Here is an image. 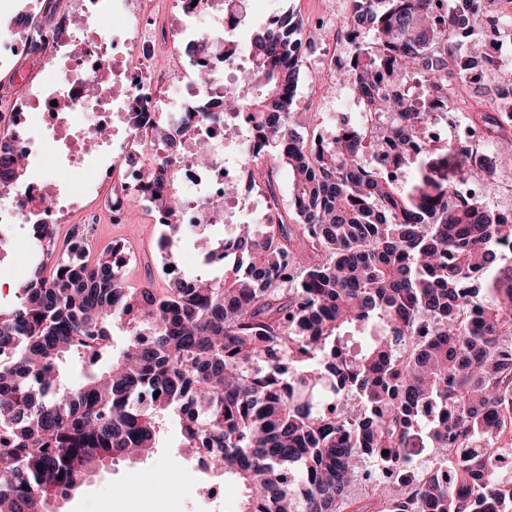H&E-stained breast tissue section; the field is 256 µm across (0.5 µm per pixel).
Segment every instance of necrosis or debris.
<instances>
[{
  "label": "necrosis or debris",
  "instance_id": "obj_1",
  "mask_svg": "<svg viewBox=\"0 0 512 512\" xmlns=\"http://www.w3.org/2000/svg\"><path fill=\"white\" fill-rule=\"evenodd\" d=\"M178 4V27L164 30L149 24L146 0H115L111 35L96 30L76 36L69 47L64 44L70 26L65 16L48 22L42 12L35 11L22 34L0 29V54H21L38 63L65 61L62 71L47 73L31 98L0 112V143L13 145L9 130L26 126L30 136L22 148L35 166L21 184L10 188L12 201L0 206V224L68 223L80 209L82 197L66 193L54 204L44 202L45 178L37 171L42 148L49 141L66 147L70 177L84 179L91 190L102 170L84 153L83 144L104 128L111 131L114 157L124 167L123 174L112 178L108 194L113 219H121L131 203L149 207L152 191L143 183L139 169L140 163L147 161L167 165L178 187L189 188L182 223H195L203 209L209 211L212 223H245L239 203L226 200L224 186L239 185L244 194L252 190L244 162L252 150L249 115L236 114L233 123H226L222 104L211 100L209 91L192 78L187 81L186 97L173 101L162 96L159 88L167 75L153 66L157 44H167L176 55L181 54L183 45L202 39L220 45L236 35L238 24L219 6L206 11L192 0H178ZM335 28V39L324 44L317 55L330 74L335 73L337 63L353 59L354 22L344 14L337 18ZM92 100L99 110L89 119L84 109ZM158 124L178 131L183 138L178 156L169 157L159 143L146 137V129ZM232 135L237 138L236 157L230 160L225 156V141Z\"/></svg>",
  "mask_w": 512,
  "mask_h": 512
}]
</instances>
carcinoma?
<instances>
[{
    "label": "carcinoma",
    "instance_id": "obj_1",
    "mask_svg": "<svg viewBox=\"0 0 512 512\" xmlns=\"http://www.w3.org/2000/svg\"><path fill=\"white\" fill-rule=\"evenodd\" d=\"M435 2L349 0L362 27L337 78L391 125L310 143L294 113L299 25L286 14L253 36L252 67L224 101L255 122L247 162L271 199L274 170L292 171V222L276 210L210 247L205 260L232 263L224 277L130 288L113 254H58L54 225H31L36 253L56 259L36 261L0 310V512H54L115 460L151 455L168 421L241 485L239 512H346L357 481L373 512H512V479L495 475L512 448V285L493 275L512 217L453 199L467 147L413 152L426 100L491 65L486 40L505 34L512 0ZM402 75L408 93L379 97ZM468 104L488 146L512 133L496 91L478 86ZM23 155L0 157V188L26 176ZM390 155L409 180L388 172ZM142 180L169 218L167 257L197 225L179 223L170 171ZM410 448L434 449L451 478L417 476Z\"/></svg>",
    "mask_w": 512,
    "mask_h": 512
}]
</instances>
